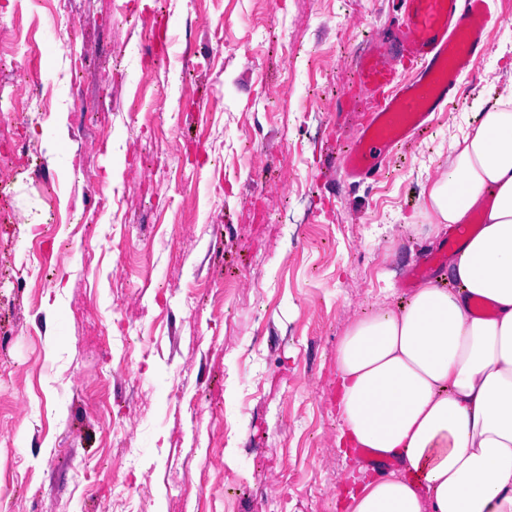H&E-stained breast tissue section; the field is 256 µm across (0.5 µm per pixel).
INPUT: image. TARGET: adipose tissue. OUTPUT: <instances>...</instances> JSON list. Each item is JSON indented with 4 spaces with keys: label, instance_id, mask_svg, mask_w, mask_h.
I'll list each match as a JSON object with an SVG mask.
<instances>
[{
    "label": "adipose tissue",
    "instance_id": "adipose-tissue-1",
    "mask_svg": "<svg viewBox=\"0 0 512 512\" xmlns=\"http://www.w3.org/2000/svg\"><path fill=\"white\" fill-rule=\"evenodd\" d=\"M478 228L406 303L353 320L336 347V444L397 459L348 512H512V84L480 105L423 200Z\"/></svg>",
    "mask_w": 512,
    "mask_h": 512
}]
</instances>
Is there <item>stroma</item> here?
I'll list each match as a JSON object with an SVG mask.
<instances>
[{
    "mask_svg": "<svg viewBox=\"0 0 512 512\" xmlns=\"http://www.w3.org/2000/svg\"><path fill=\"white\" fill-rule=\"evenodd\" d=\"M154 3L173 31L157 75L168 101L149 135L127 102ZM64 8L79 24L73 44L53 35L46 7L0 0L1 25L19 16L50 32L39 57L23 45L0 65V104L24 93L32 71L51 96L30 140L50 195L18 165L0 168L10 214L0 270L23 260L37 222L63 226L42 244L50 282L37 304L0 278V512H127L112 484L114 445L127 433L146 512H197L180 485L204 465L214 480L237 478L216 489V512H337L336 487L360 460L333 443L336 347L386 284L406 297L413 255L434 241L423 195L478 101L512 83V26L490 33L459 100L390 157L377 183L350 186L336 171L331 112L352 52L392 0ZM75 53L87 58L82 132L71 111ZM80 219L88 241L62 248ZM228 283L235 293L215 307Z\"/></svg>",
    "mask_w": 512,
    "mask_h": 512,
    "instance_id": "1",
    "label": "stroma"
}]
</instances>
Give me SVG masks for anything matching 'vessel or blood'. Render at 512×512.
<instances>
[{"label":"vessel or blood","instance_id":"vessel-or-blood-1","mask_svg":"<svg viewBox=\"0 0 512 512\" xmlns=\"http://www.w3.org/2000/svg\"><path fill=\"white\" fill-rule=\"evenodd\" d=\"M394 2L393 17L356 49L352 77L336 100V168L354 184L377 179L393 149L449 110L462 76L489 52V30L508 20L492 0ZM152 30L154 39L139 57L143 69L168 56L169 16L154 13ZM353 116L360 121L356 134L346 131Z\"/></svg>","mask_w":512,"mask_h":512}]
</instances>
